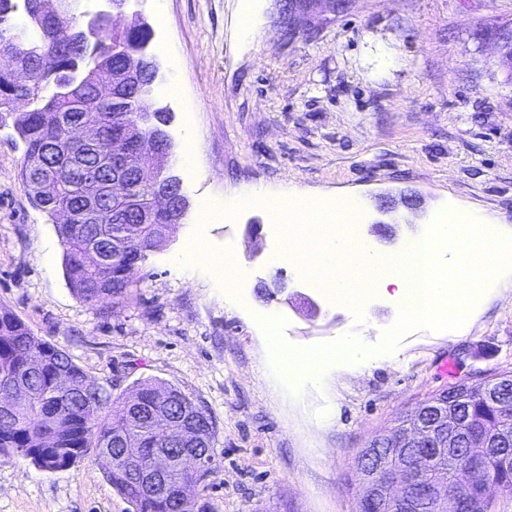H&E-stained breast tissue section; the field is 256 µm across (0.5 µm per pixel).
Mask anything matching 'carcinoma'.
I'll return each instance as SVG.
<instances>
[{"instance_id": "carcinoma-1", "label": "carcinoma", "mask_w": 512, "mask_h": 512, "mask_svg": "<svg viewBox=\"0 0 512 512\" xmlns=\"http://www.w3.org/2000/svg\"><path fill=\"white\" fill-rule=\"evenodd\" d=\"M14 0H0V30L11 38L0 49V124L8 120L23 146L19 176L28 185L31 164L38 161L58 187L53 204L34 199L37 208L49 216L54 210L71 213L68 224H57L64 248L65 274L70 288L85 304L101 310L113 309L133 294V282L126 279L125 265L145 257L163 225L150 224L143 235L129 240L112 223V212L128 215L149 201V187L133 180L129 200L112 202L106 183L112 178V159L123 151L124 136L117 132L114 117L132 123L138 99L145 88L128 92V98L114 103L101 95L86 74L97 72L107 82L122 71L129 57H139L150 32L136 26L123 27L103 22L94 38L84 40L85 24L74 19L67 30L46 27L43 35L32 38L14 21ZM24 62L31 72V87L13 81L15 63ZM72 117H83L99 126V139L78 144L70 136ZM99 181L104 216L100 224H81L78 213L82 197L89 189L85 169ZM14 379L30 389L24 405L0 412V452H15L42 470L69 467L93 448L105 466L112 487L132 506V512H195L199 487L186 486L177 502L150 496L133 489L130 465L139 462L146 448H162L166 441L163 421L147 419L162 412L181 422L192 434L214 436V423L207 411L172 385L154 380L136 383L130 397L112 398L111 393L88 378L63 350L34 336L16 315L0 310V381ZM500 392L512 402V374L491 384L472 389L459 385L448 390V401L440 405L448 418L468 417L483 421L490 429L512 441V413H502L488 399L489 391ZM142 401L151 414L136 420L129 398ZM117 434L128 435L126 460L105 461L103 448ZM423 470L435 473L454 488L453 474L438 459L421 462ZM486 496L473 502L470 512H491L495 498L512 494V469L504 470L498 458L488 455L480 476Z\"/></svg>"}]
</instances>
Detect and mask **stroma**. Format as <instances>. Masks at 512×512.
<instances>
[{
  "instance_id": "obj_1",
  "label": "stroma",
  "mask_w": 512,
  "mask_h": 512,
  "mask_svg": "<svg viewBox=\"0 0 512 512\" xmlns=\"http://www.w3.org/2000/svg\"><path fill=\"white\" fill-rule=\"evenodd\" d=\"M141 10L163 76L151 100L174 113L168 164L190 200L187 216L138 264L132 301L100 314L70 290L56 224L19 179L12 128L0 127V309L112 396L156 379L200 404L215 425L204 512H357L355 460L376 435L432 395L512 372V287L487 289L464 334L418 328L369 366L334 364L320 383H283L261 318L283 317L291 348L348 332L374 348L400 310L375 293L354 311L292 265L272 264L283 243L274 201L291 183L328 205L358 197L354 231L363 236L379 197L418 193L420 211L384 217L396 231L384 253L460 206L492 213L497 233L512 238V74L497 45L512 31V0H354L346 13L313 15L292 40L276 0H143ZM249 185L266 187L265 200L240 199ZM252 222L262 226L255 239ZM195 241L245 270L240 300L174 264ZM277 273L285 296L259 297L258 282ZM0 512L131 506L95 451L57 471L2 452Z\"/></svg>"
}]
</instances>
